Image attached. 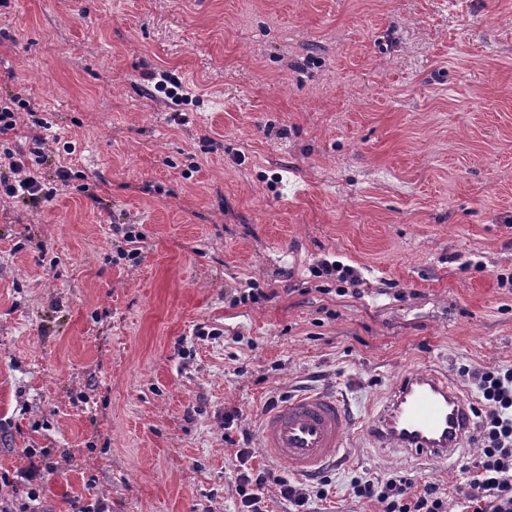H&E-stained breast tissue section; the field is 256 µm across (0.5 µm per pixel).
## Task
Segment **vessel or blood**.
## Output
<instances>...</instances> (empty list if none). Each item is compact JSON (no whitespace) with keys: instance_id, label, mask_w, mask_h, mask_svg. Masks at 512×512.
<instances>
[{"instance_id":"b4317fda","label":"vessel or blood","mask_w":512,"mask_h":512,"mask_svg":"<svg viewBox=\"0 0 512 512\" xmlns=\"http://www.w3.org/2000/svg\"><path fill=\"white\" fill-rule=\"evenodd\" d=\"M473 406L447 375L425 367L405 372L365 432L376 445L431 460H449L472 430ZM351 422L340 401L320 391L283 399L260 419L262 448L297 476H312L344 453Z\"/></svg>"}]
</instances>
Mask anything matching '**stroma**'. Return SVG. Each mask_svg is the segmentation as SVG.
Returning <instances> with one entry per match:
<instances>
[{
	"instance_id": "35a3bbf8",
	"label": "stroma",
	"mask_w": 512,
	"mask_h": 512,
	"mask_svg": "<svg viewBox=\"0 0 512 512\" xmlns=\"http://www.w3.org/2000/svg\"><path fill=\"white\" fill-rule=\"evenodd\" d=\"M15 97L10 141L48 123L72 175L0 199V474L35 449L40 512H237L241 444L287 476L258 423L313 390L358 429L311 512H380L351 482L396 474L458 512L477 448L360 427L410 367L512 366V0H6Z\"/></svg>"
}]
</instances>
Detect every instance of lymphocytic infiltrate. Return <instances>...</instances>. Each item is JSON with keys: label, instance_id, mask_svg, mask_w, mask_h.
<instances>
[{"label": "lymphocytic infiltrate", "instance_id": "1", "mask_svg": "<svg viewBox=\"0 0 512 512\" xmlns=\"http://www.w3.org/2000/svg\"><path fill=\"white\" fill-rule=\"evenodd\" d=\"M32 141L31 153L9 148L0 154L8 164L7 173H0V196L36 205L50 201L54 191L36 170L46 159L48 138L36 135ZM458 373L476 387L479 395L477 422L471 436L478 457L474 465L463 468L455 488L462 503L461 512H512V367L464 364ZM251 457V448L237 452L238 512H265L260 491L270 482L291 505L292 512H308L310 501L324 496L323 486L295 484L270 470L248 468ZM43 477L38 461L18 472L10 481L11 494L0 496V512H36L31 502L36 498L35 486ZM351 489L357 498L377 501L381 512H448L446 492L432 483L416 487L414 479L405 476L385 480L358 478Z\"/></svg>", "mask_w": 512, "mask_h": 512}]
</instances>
